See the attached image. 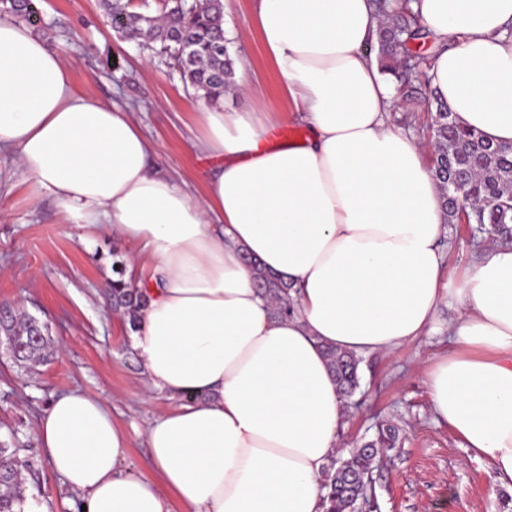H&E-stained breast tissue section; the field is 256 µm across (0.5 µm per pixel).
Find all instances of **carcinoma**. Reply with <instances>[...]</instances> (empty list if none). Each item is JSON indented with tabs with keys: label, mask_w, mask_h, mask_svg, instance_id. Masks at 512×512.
I'll use <instances>...</instances> for the list:
<instances>
[{
	"label": "carcinoma",
	"mask_w": 512,
	"mask_h": 512,
	"mask_svg": "<svg viewBox=\"0 0 512 512\" xmlns=\"http://www.w3.org/2000/svg\"><path fill=\"white\" fill-rule=\"evenodd\" d=\"M377 11L393 18L392 24L381 28L377 59L384 72L402 79L427 61V57L412 51L409 45L425 38V29L419 23L409 3L401 0H374ZM109 15L126 18L123 31L142 37L144 49L172 57L179 66L184 82L202 90L206 97L217 98L224 88L234 82L230 63V40L224 39L223 0H205L191 3L174 0L165 5L167 24H158V18L135 10L125 0H103ZM0 14L17 18L38 28L44 26L37 19L40 14L35 0H0ZM191 40L197 44V58L187 63L179 48ZM213 42L225 44L224 52L217 53ZM434 168L443 188V205L448 222L463 221L475 224L493 240H512V148L494 145L474 130L459 126L448 108L436 103L433 118ZM257 286L271 297L279 311H292L288 286L269 277L256 260L249 261ZM112 282V307L137 324L144 299L123 280V272ZM0 318L5 329L18 340L12 349L15 359L23 364L45 359L50 348L49 338L39 343L29 342L32 319L17 315L11 307L0 304ZM329 368L338 393L349 403L360 388L361 357L354 353L325 347ZM399 428L391 424L378 427L376 439L355 449L346 458H332L321 475L326 489V512H362L371 504L375 494L373 471L384 452L396 447ZM36 479L32 449L11 447L0 443V512H25L27 483Z\"/></svg>",
	"instance_id": "carcinoma-1"
}]
</instances>
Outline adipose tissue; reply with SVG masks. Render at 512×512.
<instances>
[{
  "instance_id": "1",
  "label": "adipose tissue",
  "mask_w": 512,
  "mask_h": 512,
  "mask_svg": "<svg viewBox=\"0 0 512 512\" xmlns=\"http://www.w3.org/2000/svg\"><path fill=\"white\" fill-rule=\"evenodd\" d=\"M436 48L429 77L455 121L512 146V0H411ZM372 0H254L251 25L310 136L262 148L268 112L203 106L195 145L216 160L204 199L153 165L133 110L79 93L63 58L0 20V152L30 195L133 244L153 269L132 336L152 389L166 488L123 468L127 434L72 391L38 421L39 449L85 512H325L321 472L345 418L325 347L415 342L440 306L455 348L426 379L431 407L512 486V243L448 285L446 221L426 147L388 123L394 83L366 46ZM287 283L275 313L247 258Z\"/></svg>"
}]
</instances>
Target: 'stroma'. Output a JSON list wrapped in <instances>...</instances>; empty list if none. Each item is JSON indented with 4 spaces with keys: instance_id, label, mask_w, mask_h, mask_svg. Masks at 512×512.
<instances>
[{
    "instance_id": "35a3bbf8",
    "label": "stroma",
    "mask_w": 512,
    "mask_h": 512,
    "mask_svg": "<svg viewBox=\"0 0 512 512\" xmlns=\"http://www.w3.org/2000/svg\"><path fill=\"white\" fill-rule=\"evenodd\" d=\"M223 3L230 52L248 82L247 98H225V110L271 112L281 126L308 135V127L287 112L278 76L248 25L253 0ZM38 6L47 23L43 36L70 60L77 91L131 106L156 151L155 163L204 197L214 162L193 146L204 96L186 86L165 57L142 52L137 41L114 31L101 0H38ZM434 110L424 96L405 95L390 123L427 141ZM443 242L454 288L490 240L455 223L446 225ZM130 252V245L101 229L67 221L53 201L31 200L21 173L0 156V303L20 305L45 325L52 349L45 362L23 369L0 345V441L36 451L38 419L50 398L78 389L107 403L113 421L130 434L128 460L156 482L143 429L171 402L157 391L142 397L146 378L132 328L112 310L113 264L126 262ZM454 316L441 309L437 332L366 356L360 365L363 403L348 408L338 439L357 448L374 438L377 423L399 427V446L388 451L377 474L380 512H512V488H489L487 463L430 409L426 372L436 356L451 350L447 327ZM34 461L41 486L28 489L26 512L45 505L73 512L75 495L50 461L37 451Z\"/></svg>"
}]
</instances>
